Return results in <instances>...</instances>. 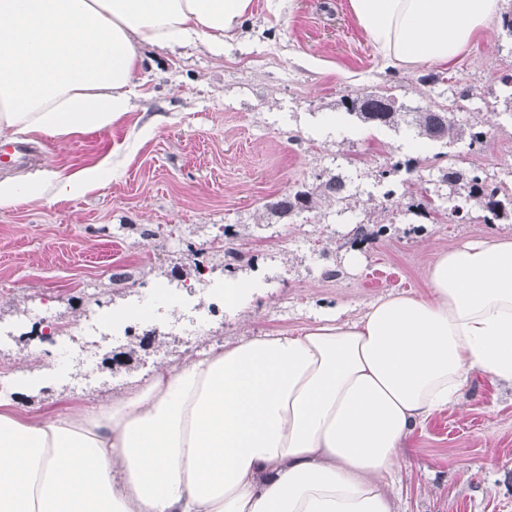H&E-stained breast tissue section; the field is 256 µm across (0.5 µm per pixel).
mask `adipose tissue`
<instances>
[{"instance_id":"obj_1","label":"adipose tissue","mask_w":512,"mask_h":512,"mask_svg":"<svg viewBox=\"0 0 512 512\" xmlns=\"http://www.w3.org/2000/svg\"><path fill=\"white\" fill-rule=\"evenodd\" d=\"M253 0H0V137L131 110L144 45L223 44ZM396 65L454 60L500 0H350ZM427 291L243 338L111 404L0 410V512H394L404 439L472 370L512 387V239L440 254Z\"/></svg>"}]
</instances>
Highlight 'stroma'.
<instances>
[{"label": "stroma", "mask_w": 512, "mask_h": 512, "mask_svg": "<svg viewBox=\"0 0 512 512\" xmlns=\"http://www.w3.org/2000/svg\"><path fill=\"white\" fill-rule=\"evenodd\" d=\"M509 75L512 38L499 21L452 62L395 66L349 0H254L223 46L145 48L131 112L102 130L26 135L33 164L0 167V182L18 184L111 169L81 193L0 208V370L14 382L0 398L29 418L81 412L240 337L293 333L332 309L354 317L381 295L425 292L439 253L482 235L512 238L511 220L484 223L476 207L464 224L431 223L417 208L424 194L448 205L442 168L512 176ZM372 92L451 112L456 136L418 153L414 128L347 114L344 99ZM476 127L486 133L479 147ZM334 175L350 184L348 202L274 209ZM384 177L393 199L382 195ZM359 224L375 237L356 246L348 231ZM219 237L247 254L238 278L261 284L234 314L211 310L208 287L225 275ZM145 294L171 331L132 340L104 326L81 331L90 313L121 317ZM44 306L66 327L51 340L35 315ZM396 494L398 512H512V388L473 371L458 406L405 439Z\"/></svg>", "instance_id": "obj_1"}]
</instances>
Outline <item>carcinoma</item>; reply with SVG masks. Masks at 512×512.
Segmentation results:
<instances>
[{
  "mask_svg": "<svg viewBox=\"0 0 512 512\" xmlns=\"http://www.w3.org/2000/svg\"><path fill=\"white\" fill-rule=\"evenodd\" d=\"M348 114L355 115L361 121L379 126H393L398 123L404 113L395 107L392 96L371 93L362 97L348 98L343 101ZM414 120L419 128L418 135L434 142H448L453 138V123L448 113L436 111L429 107H418L413 112ZM441 181L452 188L465 191L461 200L465 203L475 202L484 212L483 221L493 224L497 221L512 218V189L501 182L488 178L486 172L474 168L470 171L448 167L442 170ZM341 183L338 178H331L319 184L318 190H297L279 200L275 208L282 214H291L295 211H309L314 206V195L320 192L338 202L344 198L336 196V185ZM423 211L432 218V223L440 224L444 220L461 222L468 218L469 207L455 205L446 212L432 207L431 201L420 204Z\"/></svg>",
  "mask_w": 512,
  "mask_h": 512,
  "instance_id": "cac0c4a2",
  "label": "carcinoma"
}]
</instances>
